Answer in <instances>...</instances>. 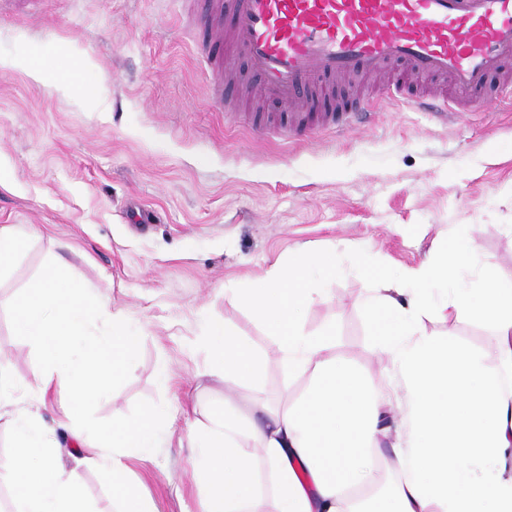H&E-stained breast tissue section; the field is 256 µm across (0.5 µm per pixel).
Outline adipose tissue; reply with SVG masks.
Here are the masks:
<instances>
[{
    "instance_id": "adipose-tissue-1",
    "label": "adipose tissue",
    "mask_w": 512,
    "mask_h": 512,
    "mask_svg": "<svg viewBox=\"0 0 512 512\" xmlns=\"http://www.w3.org/2000/svg\"><path fill=\"white\" fill-rule=\"evenodd\" d=\"M334 255L298 250L252 287L235 289L276 336L286 380L307 378L288 407L265 396L260 355L224 325H208L214 374L245 387L247 404L225 394L224 409L196 436L191 467L207 493L202 512H512V276L477 267L460 239L435 259L395 278L376 275L361 302L385 367L371 378L334 352L333 330L307 331L306 307L330 299L325 281ZM19 336L47 361L35 403L21 405L20 386L0 380V418L8 417L18 451L0 457V484L15 488L18 512H88L79 473L112 479L118 512H153L127 482L128 464L148 459L170 432L164 411L137 426L114 419L93 436L74 432L71 447L49 440L39 405L56 387L73 400L105 396L106 376L123 377L137 333L96 335L107 301L61 289L46 271L28 294L10 299ZM436 315L470 317L499 338L497 365L485 353L428 332ZM272 493L258 484L259 468Z\"/></svg>"
}]
</instances>
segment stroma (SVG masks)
<instances>
[{
    "mask_svg": "<svg viewBox=\"0 0 512 512\" xmlns=\"http://www.w3.org/2000/svg\"><path fill=\"white\" fill-rule=\"evenodd\" d=\"M189 2L0 0V225L26 241L0 275V301L52 267L142 327L131 370L106 399L77 407L59 389L41 413L65 443L66 423L91 432L117 414L132 424L169 408V442L129 465L157 512L200 509L193 437L224 403L208 374L205 320L261 353L273 403L304 386L285 385L278 344L233 289L301 246L336 251L334 297L303 323L334 325L337 353L374 377L376 339L359 306L374 285L365 267H418L467 228L475 260L512 273V110L445 123L388 105L343 139L259 136L215 103ZM425 326L489 355L498 343L466 318ZM43 365L0 308V379L34 388Z\"/></svg>",
    "mask_w": 512,
    "mask_h": 512,
    "instance_id": "1",
    "label": "stroma"
}]
</instances>
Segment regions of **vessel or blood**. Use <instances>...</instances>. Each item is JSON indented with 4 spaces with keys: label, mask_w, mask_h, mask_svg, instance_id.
I'll return each instance as SVG.
<instances>
[{
    "label": "vessel or blood",
    "mask_w": 512,
    "mask_h": 512,
    "mask_svg": "<svg viewBox=\"0 0 512 512\" xmlns=\"http://www.w3.org/2000/svg\"><path fill=\"white\" fill-rule=\"evenodd\" d=\"M199 19L213 76L244 60L276 112L242 115L290 140L367 127L386 102L437 117L512 102V0H228Z\"/></svg>",
    "instance_id": "1"
}]
</instances>
